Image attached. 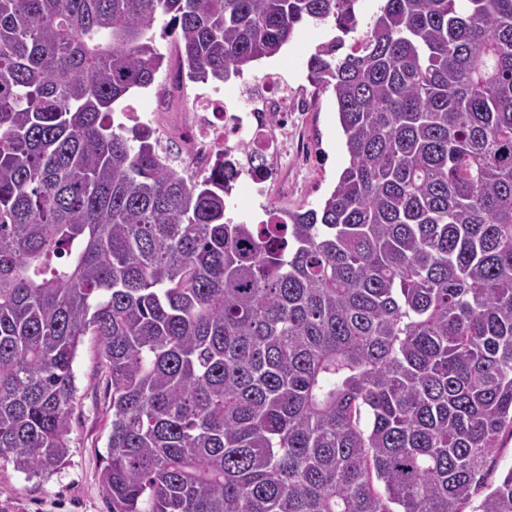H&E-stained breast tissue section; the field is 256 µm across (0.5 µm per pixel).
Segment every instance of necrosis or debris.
<instances>
[{
    "label": "necrosis or debris",
    "mask_w": 512,
    "mask_h": 512,
    "mask_svg": "<svg viewBox=\"0 0 512 512\" xmlns=\"http://www.w3.org/2000/svg\"><path fill=\"white\" fill-rule=\"evenodd\" d=\"M253 83L262 91L254 101L240 89L221 99L200 95L184 119L181 135L187 155L200 168L226 154L238 168L242 185L262 197L267 182L281 176L283 161L300 147L293 115L296 93L275 70L256 75Z\"/></svg>",
    "instance_id": "1"
}]
</instances>
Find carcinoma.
Here are the masks:
<instances>
[{
    "label": "carcinoma",
    "mask_w": 512,
    "mask_h": 512,
    "mask_svg": "<svg viewBox=\"0 0 512 512\" xmlns=\"http://www.w3.org/2000/svg\"><path fill=\"white\" fill-rule=\"evenodd\" d=\"M358 2L0 0V458L66 457L90 332L112 512H512V0ZM160 16L220 82L334 25L317 207L231 217L233 168L114 124ZM512 465V438L506 433L504 434L499 448L496 463L490 464L488 467V482H497L502 473H504Z\"/></svg>",
    "instance_id": "cac0c4a2"
}]
</instances>
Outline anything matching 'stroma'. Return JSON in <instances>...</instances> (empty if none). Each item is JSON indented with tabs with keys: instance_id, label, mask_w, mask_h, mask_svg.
Here are the masks:
<instances>
[{
	"instance_id": "35a3bbf8",
	"label": "stroma",
	"mask_w": 512,
	"mask_h": 512,
	"mask_svg": "<svg viewBox=\"0 0 512 512\" xmlns=\"http://www.w3.org/2000/svg\"><path fill=\"white\" fill-rule=\"evenodd\" d=\"M335 34L332 25L300 29L277 55L256 63L254 72L279 71L289 86L300 89L308 102L304 136L312 148L305 162L289 164L288 192L280 194L270 184L272 202L291 209L320 203L333 190L347 164L343 132L336 114V100L308 80L306 61L317 45ZM215 81L187 83L181 98L157 97L154 91L131 94L127 102L141 114H154L162 137L179 134L180 120L191 111L194 98L215 91ZM76 391L71 414L70 448L54 470L27 477L12 462L0 460V512H110L101 473L106 464L110 434L109 379L101 367L100 339L83 336L73 365Z\"/></svg>"
}]
</instances>
